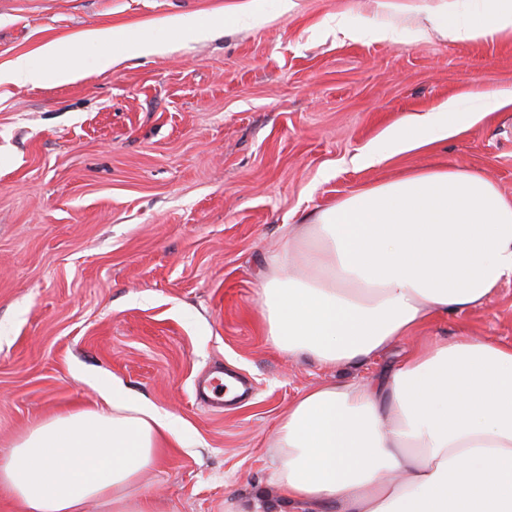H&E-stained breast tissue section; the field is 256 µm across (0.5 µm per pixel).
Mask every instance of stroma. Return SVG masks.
<instances>
[{
  "label": "stroma",
  "mask_w": 512,
  "mask_h": 512,
  "mask_svg": "<svg viewBox=\"0 0 512 512\" xmlns=\"http://www.w3.org/2000/svg\"><path fill=\"white\" fill-rule=\"evenodd\" d=\"M444 0H0V67L77 44L73 83L0 85V455L45 417L119 382L174 411V434L136 485L157 512H228L270 482L281 416L312 386L371 379L408 349L324 367L267 340L262 272L289 225L357 189L448 162L512 195V105L373 168L357 156L402 116L473 88L512 91V37L470 44L402 33ZM191 17L207 36L177 30ZM341 18L350 39L329 27ZM163 44L96 71L88 33ZM512 340V282L428 322ZM222 367L248 395L213 410L197 380Z\"/></svg>",
  "instance_id": "stroma-1"
}]
</instances>
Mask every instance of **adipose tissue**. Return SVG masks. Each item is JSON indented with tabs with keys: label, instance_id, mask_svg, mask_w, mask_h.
<instances>
[{
	"label": "adipose tissue",
	"instance_id": "ef3b65f1",
	"mask_svg": "<svg viewBox=\"0 0 512 512\" xmlns=\"http://www.w3.org/2000/svg\"><path fill=\"white\" fill-rule=\"evenodd\" d=\"M453 41L512 35V0H462L426 29ZM83 74L71 44L17 58L0 84L70 83ZM401 117L357 157L448 138L512 92H474ZM512 281V197L452 164L354 192L289 228L264 271L260 314L270 342L324 365H354L407 340L428 320L471 310ZM100 409L55 415L0 456V490L21 512H155L132 494L176 415L101 391ZM272 482L290 512H512V342L463 331L414 345L380 377L341 379L300 395L279 422Z\"/></svg>",
	"mask_w": 512,
	"mask_h": 512
}]
</instances>
